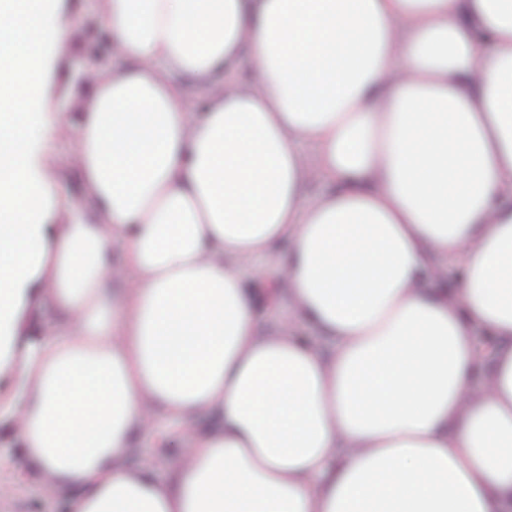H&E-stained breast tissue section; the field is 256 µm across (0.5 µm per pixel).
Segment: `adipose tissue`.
<instances>
[{"instance_id": "adipose-tissue-1", "label": "adipose tissue", "mask_w": 512, "mask_h": 512, "mask_svg": "<svg viewBox=\"0 0 512 512\" xmlns=\"http://www.w3.org/2000/svg\"><path fill=\"white\" fill-rule=\"evenodd\" d=\"M105 23L130 65L91 89L89 206L65 207L40 145L68 28L0 0V412L27 460L73 512H512V0H107ZM242 63L250 89L193 117L186 83ZM304 143L336 186L311 204ZM275 279L330 350L260 337ZM158 413L209 417L169 484L124 462Z\"/></svg>"}]
</instances>
